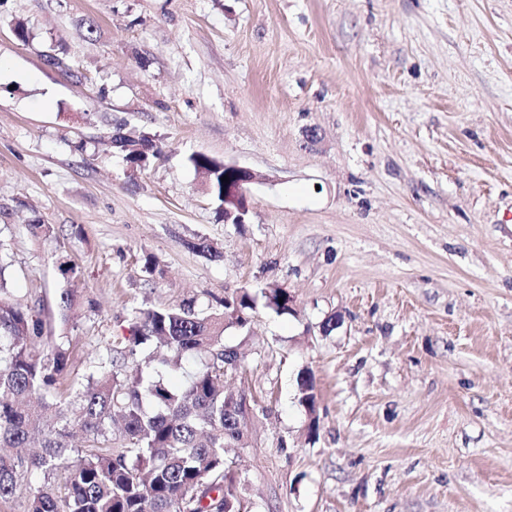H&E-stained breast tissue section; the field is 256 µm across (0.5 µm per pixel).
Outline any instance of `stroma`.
I'll list each match as a JSON object with an SVG mask.
<instances>
[{"label":"stroma","instance_id":"35a3bbf8","mask_svg":"<svg viewBox=\"0 0 512 512\" xmlns=\"http://www.w3.org/2000/svg\"><path fill=\"white\" fill-rule=\"evenodd\" d=\"M121 125L165 144L144 172ZM196 152L259 174L246 223ZM0 237L83 372L134 307L294 296L224 331L248 512H512V0H0ZM278 298H283V303L279 304ZM262 307L277 315L289 314L288 307H292L294 297L281 289H271L268 293L261 292Z\"/></svg>","mask_w":512,"mask_h":512}]
</instances>
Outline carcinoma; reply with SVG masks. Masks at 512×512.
I'll return each mask as SVG.
<instances>
[{
	"label": "carcinoma",
	"mask_w": 512,
	"mask_h": 512,
	"mask_svg": "<svg viewBox=\"0 0 512 512\" xmlns=\"http://www.w3.org/2000/svg\"><path fill=\"white\" fill-rule=\"evenodd\" d=\"M136 171L163 152L158 135L116 130L110 136ZM188 162L224 208V162L196 152ZM185 245L206 257L202 240ZM9 244L0 240V503L23 498L22 512H242L241 477L228 449L245 444L243 409L224 390V312L135 308L130 335L105 341L95 369L79 374L71 340L45 335L34 307L11 300ZM288 313L280 289L238 305ZM184 386L169 377L190 360ZM70 382L69 392L61 391ZM84 446L70 444L73 430Z\"/></svg>",
	"instance_id": "1"
}]
</instances>
